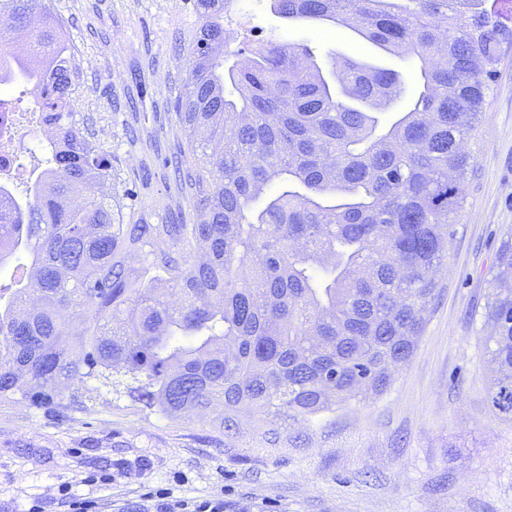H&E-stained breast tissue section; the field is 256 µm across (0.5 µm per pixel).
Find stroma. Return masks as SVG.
<instances>
[{
	"label": "stroma",
	"instance_id": "35a3bbf8",
	"mask_svg": "<svg viewBox=\"0 0 512 512\" xmlns=\"http://www.w3.org/2000/svg\"><path fill=\"white\" fill-rule=\"evenodd\" d=\"M80 62L74 109L91 142L110 151L112 195L125 221L166 223L189 210L163 164L184 142L173 104L186 78L191 0H48ZM225 54L244 60L268 40L307 44L398 70L401 108L419 84L414 64L385 54L344 27L287 21L253 0ZM475 135L466 207L451 227L426 328L390 386L360 403L270 428L241 419L232 435L207 419L148 416L101 388L86 408L55 417L0 401V512H69L71 495L96 512H156L154 494L187 506L223 502V512H512V419L492 409L494 371L481 314L497 250L512 235V44ZM110 482H99L101 474Z\"/></svg>",
	"mask_w": 512,
	"mask_h": 512
}]
</instances>
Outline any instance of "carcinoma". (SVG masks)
<instances>
[{"instance_id": "obj_1", "label": "carcinoma", "mask_w": 512, "mask_h": 512, "mask_svg": "<svg viewBox=\"0 0 512 512\" xmlns=\"http://www.w3.org/2000/svg\"><path fill=\"white\" fill-rule=\"evenodd\" d=\"M488 0H273L419 61L413 108L389 68L269 41L239 66L231 0H192L187 78L174 109L192 222L124 224L112 153L73 111L79 63L44 0H0V83L21 75L59 141L25 200L0 184V400L82 409L101 386L149 415L309 419L385 391L410 360L464 208L480 123L512 26ZM483 313L489 394L512 416V238Z\"/></svg>"}]
</instances>
